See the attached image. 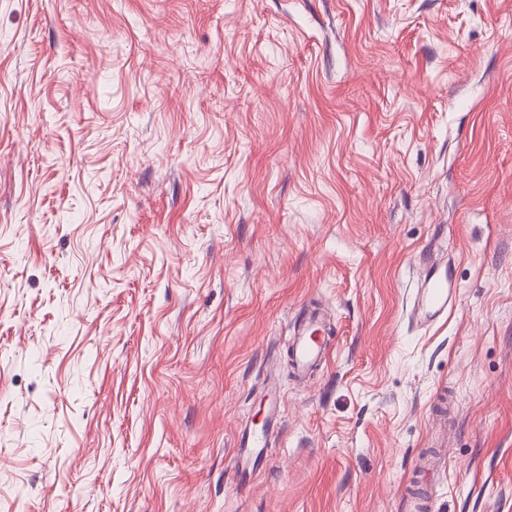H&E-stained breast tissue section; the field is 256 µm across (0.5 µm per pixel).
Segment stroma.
<instances>
[{
  "instance_id": "1",
  "label": "stroma",
  "mask_w": 512,
  "mask_h": 512,
  "mask_svg": "<svg viewBox=\"0 0 512 512\" xmlns=\"http://www.w3.org/2000/svg\"><path fill=\"white\" fill-rule=\"evenodd\" d=\"M1 455L0 512H512V0H0ZM439 267L440 265L435 259L429 258L423 268L420 287L417 289L416 314L426 321H433L447 313L451 301L448 282L436 276ZM317 324L318 317L315 313H312L294 343L292 357L295 368L300 373H307L317 364L326 361L328 356L327 344L321 341L318 336H313L318 330L316 328ZM309 332L311 334L307 336ZM280 411V402H276L273 413L268 420L267 423V429L261 430L260 432L251 430V429H244L241 432V435L238 438L237 442V449H236V466L240 468L242 471L246 470V468L243 465L242 459L245 454V451L247 448H266L267 446V437L266 432L268 429L272 428L273 425L276 423V419L278 416V413Z\"/></svg>"
}]
</instances>
